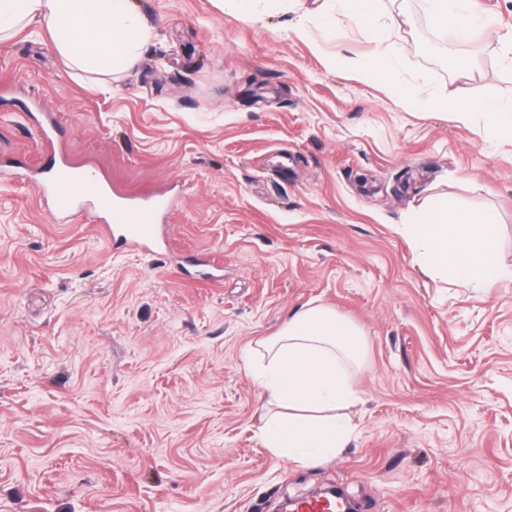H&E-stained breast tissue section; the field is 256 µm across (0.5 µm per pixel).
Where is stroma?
<instances>
[{
    "label": "stroma",
    "mask_w": 512,
    "mask_h": 512,
    "mask_svg": "<svg viewBox=\"0 0 512 512\" xmlns=\"http://www.w3.org/2000/svg\"><path fill=\"white\" fill-rule=\"evenodd\" d=\"M154 30L127 71L67 65L46 30L0 42V512H276L342 488L358 512H512V0L437 31L425 0H374L376 47L321 0L245 20L219 0H132ZM346 66H329L332 55ZM134 192L180 197L169 253L120 250L105 215L57 218L36 182L47 139ZM486 213L505 277L426 269L424 202ZM324 305L367 339L346 448L312 466L260 440L244 351ZM359 74L362 79L373 77L380 81L395 85L392 68L383 57L376 58L375 62L370 67L361 70ZM396 87L399 91L400 98L404 99L406 97V91L398 86ZM437 108L446 109L448 112H452L454 117L460 122H467L472 113L480 112L481 109L484 111L489 125L495 130H499L504 127V121L502 119V113L499 109L494 106L479 107L469 100L459 98L451 101H440L435 104Z\"/></svg>",
    "instance_id": "35a3bbf8"
}]
</instances>
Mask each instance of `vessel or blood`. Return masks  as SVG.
Instances as JSON below:
<instances>
[{"instance_id": "b4317fda", "label": "vessel or blood", "mask_w": 512, "mask_h": 512, "mask_svg": "<svg viewBox=\"0 0 512 512\" xmlns=\"http://www.w3.org/2000/svg\"><path fill=\"white\" fill-rule=\"evenodd\" d=\"M41 193L61 212L101 207L88 175L64 159L59 160L52 176L42 185ZM167 206L168 200L161 194L146 195L140 203L133 195L113 191L112 205L104 209L107 222L100 225L99 230L113 245L155 252L158 245L156 216Z\"/></svg>"}]
</instances>
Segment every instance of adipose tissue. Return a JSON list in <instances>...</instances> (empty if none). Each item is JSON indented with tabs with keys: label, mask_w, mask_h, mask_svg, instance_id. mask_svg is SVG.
<instances>
[{
	"label": "adipose tissue",
	"mask_w": 512,
	"mask_h": 512,
	"mask_svg": "<svg viewBox=\"0 0 512 512\" xmlns=\"http://www.w3.org/2000/svg\"><path fill=\"white\" fill-rule=\"evenodd\" d=\"M32 23L47 30L66 61L99 73L121 72L152 38L130 0H0V40ZM407 232L432 271L476 287L503 273L498 229L485 216L431 202L414 212ZM365 356L362 331L322 305L291 315L275 336L248 347L261 396L275 407L261 429L264 447L304 465L346 447L345 410L358 399L351 377Z\"/></svg>",
	"instance_id": "adipose-tissue-1"
}]
</instances>
